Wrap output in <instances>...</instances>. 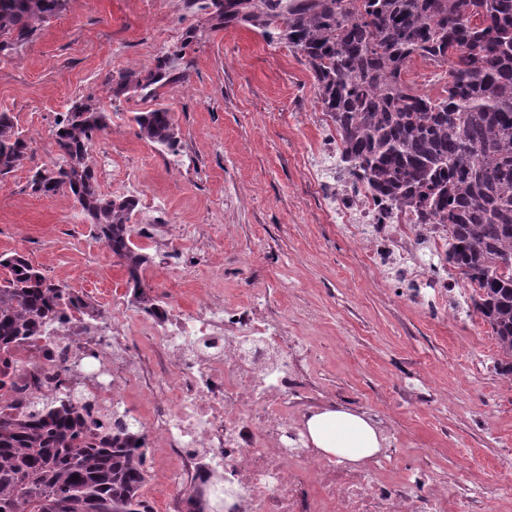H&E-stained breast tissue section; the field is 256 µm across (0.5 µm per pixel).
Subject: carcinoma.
I'll return each mask as SVG.
<instances>
[{
	"label": "carcinoma",
	"instance_id": "carcinoma-1",
	"mask_svg": "<svg viewBox=\"0 0 512 512\" xmlns=\"http://www.w3.org/2000/svg\"><path fill=\"white\" fill-rule=\"evenodd\" d=\"M67 0H0V51L24 44L35 24ZM216 17L286 41L308 64L316 97L340 137L347 179L422 224L448 225V262L472 288L490 327L497 370L512 382V0H211ZM448 67L437 98L407 83L414 59ZM154 70L113 73L115 96L152 94ZM140 138L171 148L178 132L163 106L136 112ZM110 113L74 102L52 132L60 162L39 168L32 193L72 196L124 269L131 304L156 317L162 301L143 283L150 257L132 241L138 200L102 192L94 137ZM28 144L13 114L0 112V176L19 167ZM0 350L46 336L65 316L95 310L87 296L46 278L27 258L0 254ZM147 449L123 421L110 433L88 422L68 395L35 416H0V512H153L143 496ZM181 512H206L185 490Z\"/></svg>",
	"mask_w": 512,
	"mask_h": 512
}]
</instances>
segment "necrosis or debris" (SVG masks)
Listing matches in <instances>:
<instances>
[{"label":"necrosis or debris","instance_id":"obj_1","mask_svg":"<svg viewBox=\"0 0 512 512\" xmlns=\"http://www.w3.org/2000/svg\"><path fill=\"white\" fill-rule=\"evenodd\" d=\"M329 212L357 227L369 264L391 287L456 315L451 301L463 284L446 261V225L417 223L407 208L380 220L372 195L352 183L333 188ZM124 320L114 304L0 354V415L31 413L70 393L106 423L123 411L125 387L135 382L154 409L135 427L146 447L163 444L176 469L170 502L202 481L233 512H448L449 489L422 470L371 483L365 472L309 448L303 422L312 406L296 395L293 349L259 310L229 316L212 302L152 321L148 358L131 349Z\"/></svg>","mask_w":512,"mask_h":512}]
</instances>
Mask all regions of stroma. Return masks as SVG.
Segmentation results:
<instances>
[{
    "label": "stroma",
    "mask_w": 512,
    "mask_h": 512,
    "mask_svg": "<svg viewBox=\"0 0 512 512\" xmlns=\"http://www.w3.org/2000/svg\"><path fill=\"white\" fill-rule=\"evenodd\" d=\"M210 0H68L25 44L0 52V111L29 142L0 176V254L20 252L104 306L130 300L126 275L67 194L30 192L56 161L47 134L73 102L112 116L103 192L138 201L134 241L152 261L154 295L189 309L210 299L255 307L304 350L303 396L371 416L378 475L421 468L469 512H512V383L474 311L456 317L380 282L355 234L327 219L311 163L336 134L309 67L287 43L213 17ZM173 56L154 99L114 97L110 73ZM162 104L175 148L140 139L135 113ZM143 489L164 512L173 470L147 451Z\"/></svg>",
    "instance_id": "1"
}]
</instances>
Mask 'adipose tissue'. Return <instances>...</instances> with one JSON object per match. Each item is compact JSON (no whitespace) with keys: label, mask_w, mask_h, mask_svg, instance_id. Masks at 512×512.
<instances>
[{"label":"adipose tissue","mask_w":512,"mask_h":512,"mask_svg":"<svg viewBox=\"0 0 512 512\" xmlns=\"http://www.w3.org/2000/svg\"><path fill=\"white\" fill-rule=\"evenodd\" d=\"M306 427L312 446L328 457L363 463L383 448L381 432L373 419L343 405L314 411Z\"/></svg>","instance_id":"adipose-tissue-1"}]
</instances>
